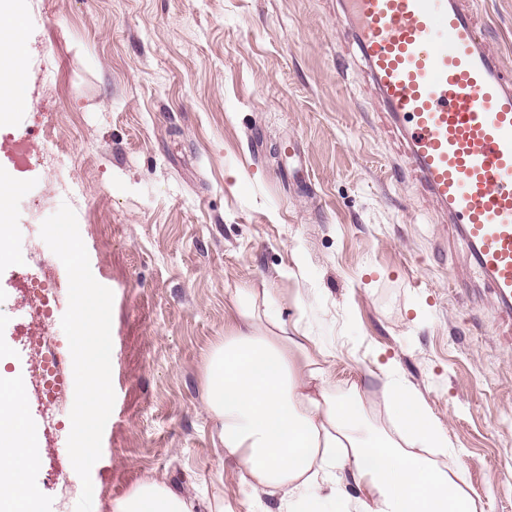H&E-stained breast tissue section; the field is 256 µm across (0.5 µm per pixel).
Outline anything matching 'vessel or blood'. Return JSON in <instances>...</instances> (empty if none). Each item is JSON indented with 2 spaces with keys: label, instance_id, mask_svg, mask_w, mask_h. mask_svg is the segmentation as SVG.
Returning a JSON list of instances; mask_svg holds the SVG:
<instances>
[{
  "label": "vessel or blood",
  "instance_id": "b4317fda",
  "mask_svg": "<svg viewBox=\"0 0 512 512\" xmlns=\"http://www.w3.org/2000/svg\"><path fill=\"white\" fill-rule=\"evenodd\" d=\"M348 35L424 190L512 314V75L466 0H341Z\"/></svg>",
  "mask_w": 512,
  "mask_h": 512
}]
</instances>
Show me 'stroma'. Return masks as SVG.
<instances>
[{
  "mask_svg": "<svg viewBox=\"0 0 512 512\" xmlns=\"http://www.w3.org/2000/svg\"><path fill=\"white\" fill-rule=\"evenodd\" d=\"M11 2L25 20L23 105L0 111V143L34 144L78 184L91 272L113 293L99 512L145 481L197 512L218 500L278 512L225 459L204 407L206 360L244 286L271 289L281 318L330 351L337 391L375 393L395 364L446 428L478 512H512V337L496 334L487 284L410 170L337 0ZM469 6L512 71V0ZM0 172L18 185L0 360L26 376L19 272L33 249L57 263L39 226L60 204L49 169L0 153ZM29 479L37 512H75L46 460Z\"/></svg>",
  "mask_w": 512,
  "mask_h": 512,
  "instance_id": "1",
  "label": "stroma"
}]
</instances>
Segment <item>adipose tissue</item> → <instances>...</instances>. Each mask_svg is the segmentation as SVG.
<instances>
[{
    "mask_svg": "<svg viewBox=\"0 0 512 512\" xmlns=\"http://www.w3.org/2000/svg\"><path fill=\"white\" fill-rule=\"evenodd\" d=\"M24 21L0 6V68L17 67ZM233 326L211 351L205 368V406L218 425L226 454L252 489L277 496L278 512H478L455 480L457 453L444 466L423 456L448 437L417 392L385 366L382 398L403 424L392 437L366 417L358 389L336 395L329 353L308 336L291 334L271 306L269 289H237L230 296ZM20 376L0 373V512H34L27 482L39 461L35 433L23 410ZM328 488L327 497L316 494ZM112 512H194L166 486L145 482L112 504Z\"/></svg>",
    "mask_w": 512,
    "mask_h": 512,
    "instance_id": "ef3b65f1",
    "label": "adipose tissue"
}]
</instances>
